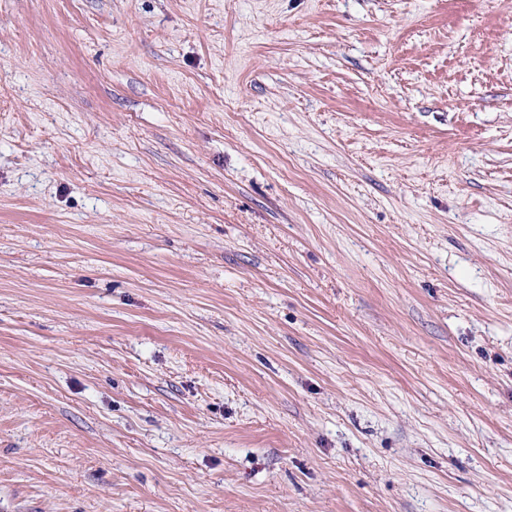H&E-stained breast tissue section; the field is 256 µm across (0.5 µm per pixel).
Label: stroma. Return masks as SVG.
<instances>
[{"instance_id":"1","label":"stroma","mask_w":512,"mask_h":512,"mask_svg":"<svg viewBox=\"0 0 512 512\" xmlns=\"http://www.w3.org/2000/svg\"><path fill=\"white\" fill-rule=\"evenodd\" d=\"M0 512H512V0H0Z\"/></svg>"}]
</instances>
